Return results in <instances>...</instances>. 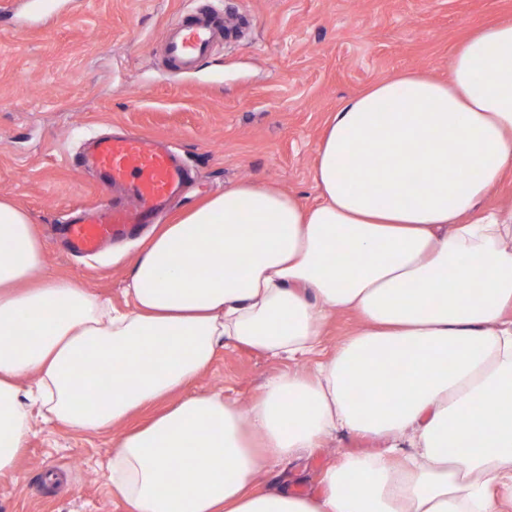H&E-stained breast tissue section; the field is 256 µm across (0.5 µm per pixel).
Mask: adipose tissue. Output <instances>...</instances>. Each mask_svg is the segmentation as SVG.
Segmentation results:
<instances>
[{"instance_id":"obj_1","label":"adipose tissue","mask_w":512,"mask_h":512,"mask_svg":"<svg viewBox=\"0 0 512 512\" xmlns=\"http://www.w3.org/2000/svg\"><path fill=\"white\" fill-rule=\"evenodd\" d=\"M510 169L512 21L464 40L447 81L404 73L342 104L317 151L320 204L243 182L162 225L133 258L127 310L44 273L30 216L0 200V473L31 410L108 429L188 386L224 342L308 355L348 310L360 329L313 375L276 376L244 409L189 395L122 435L113 496L129 512H503L512 209L471 212ZM89 362L107 393L77 387ZM337 429L382 450L327 469L316 498L256 488L268 461Z\"/></svg>"}]
</instances>
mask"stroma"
Instances as JSON below:
<instances>
[{
  "instance_id": "1",
  "label": "stroma",
  "mask_w": 512,
  "mask_h": 512,
  "mask_svg": "<svg viewBox=\"0 0 512 512\" xmlns=\"http://www.w3.org/2000/svg\"><path fill=\"white\" fill-rule=\"evenodd\" d=\"M24 3L0 0V198L36 224L47 271L119 309L137 241L83 259L52 234L77 207L109 200L81 163L90 139L128 130L175 145L192 183L162 224L243 181L310 206L319 200L317 147L344 101L404 71L447 80L472 30L512 21V0H234L247 35L173 71L160 62L161 34L190 0H59L56 13L30 25L19 22ZM307 368L229 343L187 391L244 407L273 376ZM117 435L33 420L24 453L0 475V512H128L103 470ZM377 450L339 431L270 462L256 483L319 496L329 467Z\"/></svg>"
}]
</instances>
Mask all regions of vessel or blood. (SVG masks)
<instances>
[{
	"label": "vessel or blood",
	"instance_id": "1",
	"mask_svg": "<svg viewBox=\"0 0 512 512\" xmlns=\"http://www.w3.org/2000/svg\"><path fill=\"white\" fill-rule=\"evenodd\" d=\"M241 19L215 7H195L171 19L163 31L164 59L173 68L194 69L217 42L238 40ZM103 189L119 190V204L97 206L69 219L70 250L92 256L112 239L151 223L157 212L179 195L186 170L170 146L148 135L126 134L94 140L84 159Z\"/></svg>",
	"mask_w": 512,
	"mask_h": 512
}]
</instances>
